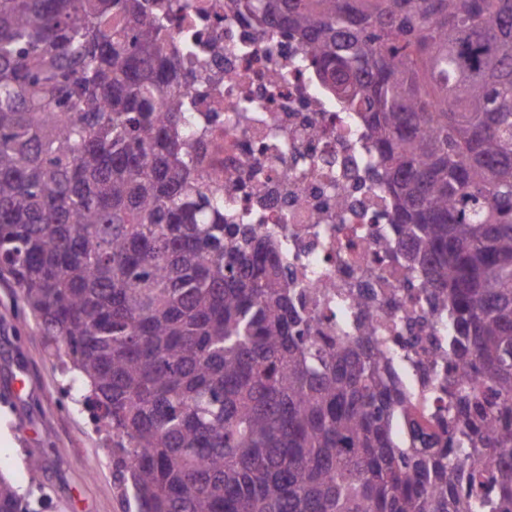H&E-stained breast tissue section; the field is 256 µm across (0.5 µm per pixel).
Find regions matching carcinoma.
I'll return each instance as SVG.
<instances>
[{
    "label": "carcinoma",
    "instance_id": "cac0c4a2",
    "mask_svg": "<svg viewBox=\"0 0 512 512\" xmlns=\"http://www.w3.org/2000/svg\"><path fill=\"white\" fill-rule=\"evenodd\" d=\"M171 0H0V278L135 512H512V0H240L358 106L386 254L453 336L448 427L195 175ZM0 512H27L0 475Z\"/></svg>",
    "mask_w": 512,
    "mask_h": 512
}]
</instances>
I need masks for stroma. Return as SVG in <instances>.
<instances>
[{"instance_id":"stroma-1","label":"stroma","mask_w":512,"mask_h":512,"mask_svg":"<svg viewBox=\"0 0 512 512\" xmlns=\"http://www.w3.org/2000/svg\"><path fill=\"white\" fill-rule=\"evenodd\" d=\"M72 377L48 357L18 288L0 279V472L30 512H126L105 434ZM34 457L42 460L36 471Z\"/></svg>"}]
</instances>
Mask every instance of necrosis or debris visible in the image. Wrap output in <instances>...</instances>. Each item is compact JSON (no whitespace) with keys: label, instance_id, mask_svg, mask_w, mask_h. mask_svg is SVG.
<instances>
[{"label":"necrosis or debris","instance_id":"obj_1","mask_svg":"<svg viewBox=\"0 0 512 512\" xmlns=\"http://www.w3.org/2000/svg\"><path fill=\"white\" fill-rule=\"evenodd\" d=\"M170 28L186 69L199 72L187 103L197 126V174L224 193V221L275 239L307 294L312 322L334 335L371 325L401 387L430 410L447 400L437 379L469 374L448 358L447 315L420 277L405 278L381 245L393 199L359 113L309 65L285 31L257 33L237 0H175ZM368 294L370 308L357 299Z\"/></svg>","mask_w":512,"mask_h":512}]
</instances>
